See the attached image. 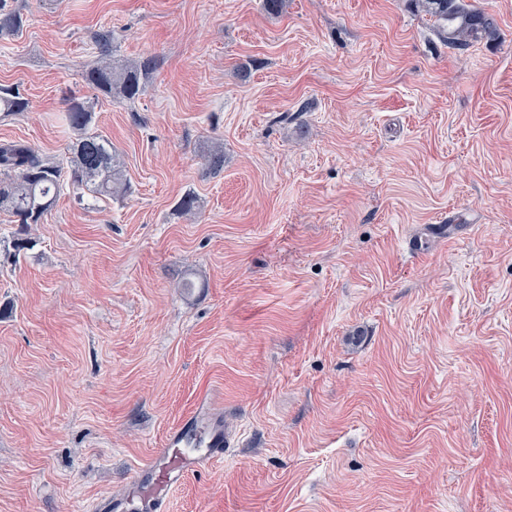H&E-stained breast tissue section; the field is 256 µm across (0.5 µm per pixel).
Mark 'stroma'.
<instances>
[{"label":"stroma","instance_id":"35a3bbf8","mask_svg":"<svg viewBox=\"0 0 512 512\" xmlns=\"http://www.w3.org/2000/svg\"><path fill=\"white\" fill-rule=\"evenodd\" d=\"M464 2L494 39L410 0H5L0 143L69 164L84 98L128 191L0 211V512L127 495L203 393L230 446L168 512H512V0ZM103 37L155 62L134 102L84 80ZM436 23L443 41L454 46H466L494 34L492 16L481 9L470 8L459 0H410Z\"/></svg>","mask_w":512,"mask_h":512}]
</instances>
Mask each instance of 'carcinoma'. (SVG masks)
<instances>
[{
    "instance_id": "carcinoma-1",
    "label": "carcinoma",
    "mask_w": 512,
    "mask_h": 512,
    "mask_svg": "<svg viewBox=\"0 0 512 512\" xmlns=\"http://www.w3.org/2000/svg\"><path fill=\"white\" fill-rule=\"evenodd\" d=\"M415 6L436 23L443 41L466 46L494 34L492 16L461 3V0H415ZM22 26V16L0 7V35ZM153 69L150 58L119 64L111 60L109 44H101V58L85 70L89 85L112 99L132 101L140 93L141 78ZM26 100L20 94L0 88V112H23ZM64 122L74 133L71 142L73 183L89 185L99 195H112L123 186L120 159L109 141L90 132L93 109L78 97L67 101ZM63 167L43 162L36 152L22 143L0 144V210L13 217L15 224H37L51 210L61 186Z\"/></svg>"
}]
</instances>
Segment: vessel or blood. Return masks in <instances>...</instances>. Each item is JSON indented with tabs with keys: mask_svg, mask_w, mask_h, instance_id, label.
<instances>
[{
	"mask_svg": "<svg viewBox=\"0 0 512 512\" xmlns=\"http://www.w3.org/2000/svg\"><path fill=\"white\" fill-rule=\"evenodd\" d=\"M222 412L208 398H201L161 448L140 463L131 492L109 500L106 512H167L169 491L191 475L222 460L228 439L220 423Z\"/></svg>",
	"mask_w": 512,
	"mask_h": 512,
	"instance_id": "vessel-or-blood-1",
	"label": "vessel or blood"
}]
</instances>
